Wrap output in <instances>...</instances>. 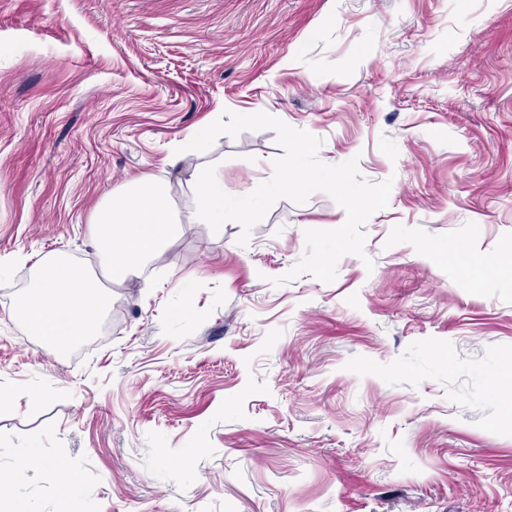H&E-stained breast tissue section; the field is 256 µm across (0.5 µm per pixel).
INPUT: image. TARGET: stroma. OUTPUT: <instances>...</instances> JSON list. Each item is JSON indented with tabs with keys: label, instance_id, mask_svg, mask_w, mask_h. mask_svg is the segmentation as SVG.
<instances>
[{
	"label": "stroma",
	"instance_id": "stroma-1",
	"mask_svg": "<svg viewBox=\"0 0 512 512\" xmlns=\"http://www.w3.org/2000/svg\"><path fill=\"white\" fill-rule=\"evenodd\" d=\"M275 112L392 179L364 256L280 285L322 191L239 224L183 225L113 287L68 358L15 314L34 263L99 272L90 220L153 173L177 210L210 164L250 193ZM468 243L472 258L455 252ZM512 0H0V512H512ZM371 258L373 269L363 260ZM41 468L18 472L26 455Z\"/></svg>",
	"mask_w": 512,
	"mask_h": 512
}]
</instances>
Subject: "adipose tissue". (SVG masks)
<instances>
[{"label": "adipose tissue", "instance_id": "1", "mask_svg": "<svg viewBox=\"0 0 512 512\" xmlns=\"http://www.w3.org/2000/svg\"><path fill=\"white\" fill-rule=\"evenodd\" d=\"M29 288L21 303L23 319L48 343H55L61 335L72 340L90 335L101 316V288L57 257L47 256L36 263Z\"/></svg>", "mask_w": 512, "mask_h": 512}]
</instances>
